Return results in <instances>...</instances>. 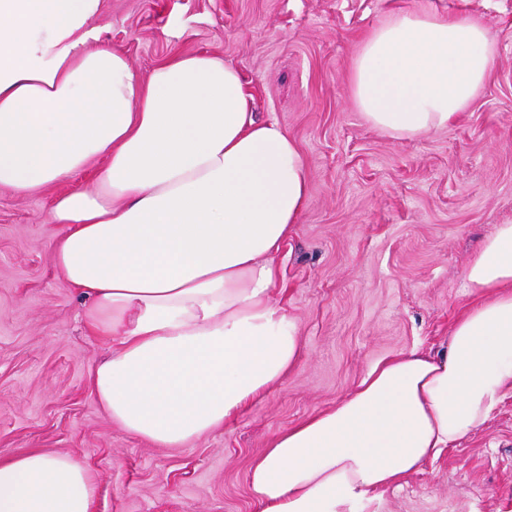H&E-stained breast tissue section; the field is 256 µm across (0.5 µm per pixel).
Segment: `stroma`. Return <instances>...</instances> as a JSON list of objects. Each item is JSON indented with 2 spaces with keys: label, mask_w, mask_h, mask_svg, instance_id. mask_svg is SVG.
Returning a JSON list of instances; mask_svg holds the SVG:
<instances>
[{
  "label": "stroma",
  "mask_w": 512,
  "mask_h": 512,
  "mask_svg": "<svg viewBox=\"0 0 512 512\" xmlns=\"http://www.w3.org/2000/svg\"><path fill=\"white\" fill-rule=\"evenodd\" d=\"M480 17L497 65L447 129L395 140L348 94L363 37L403 0H103L100 43L140 74L176 54L237 68L259 118L306 160L309 199L277 257L278 299L303 357L236 418L181 448L127 434L90 395L109 347L53 266L55 199L94 187L105 161L27 195L0 190V456L74 453L92 512H253L246 480L276 433L334 406L370 365L443 351L469 304L463 271L494 225L512 223V0H420ZM369 512H512V395L477 433L380 492Z\"/></svg>",
  "instance_id": "obj_1"
}]
</instances>
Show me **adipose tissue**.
<instances>
[{"mask_svg": "<svg viewBox=\"0 0 512 512\" xmlns=\"http://www.w3.org/2000/svg\"><path fill=\"white\" fill-rule=\"evenodd\" d=\"M103 0H0V189L25 195L107 158L95 188L58 196L53 265L112 346L88 389L124 431L179 448L282 381L303 343L274 296L276 258L309 198L305 159L223 60L179 54L141 76L91 47ZM497 64L463 10L393 9L364 40L349 95L394 139L447 128ZM472 302L446 349L370 366L336 406L279 432L253 463L255 512H364L488 422L512 394V224L463 273ZM71 453L0 459V512H90Z\"/></svg>", "mask_w": 512, "mask_h": 512, "instance_id": "ef3b65f1", "label": "adipose tissue"}]
</instances>
